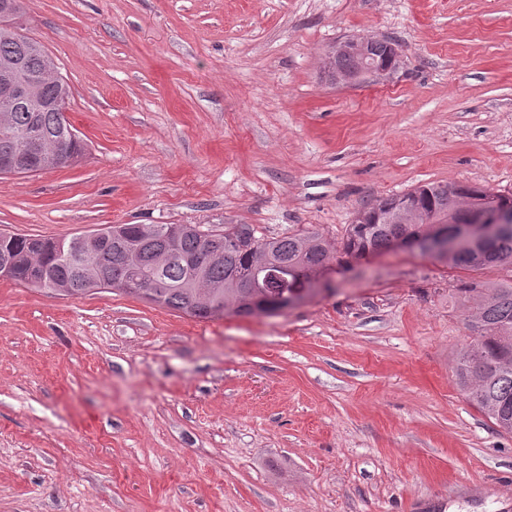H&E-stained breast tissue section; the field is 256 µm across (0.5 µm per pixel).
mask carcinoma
Masks as SVG:
<instances>
[{
	"label": "carcinoma",
	"mask_w": 512,
	"mask_h": 512,
	"mask_svg": "<svg viewBox=\"0 0 512 512\" xmlns=\"http://www.w3.org/2000/svg\"><path fill=\"white\" fill-rule=\"evenodd\" d=\"M23 54L12 31L0 28V64ZM53 58L48 52H34L25 58L27 70L42 76L38 90L52 101L71 94L68 84L58 83L46 69ZM61 131L57 112H28L16 108L7 126L0 125V155L11 152L25 136L38 135L50 147ZM416 205L421 211L418 224H391L380 218L370 224H350L340 242L332 245L321 233L304 230L278 237L256 235L250 224H229L224 232L246 237L244 248H226L224 255L214 257L202 271L188 267L183 260L201 250L206 241L202 226L193 224L176 241L179 256L162 270L169 287L146 297H138L161 306L184 312L198 319H213L224 313L252 316L259 301L241 287L242 278L253 268L270 261L286 262L294 268L288 274V290L300 287L329 269L337 255L361 258L387 252L397 239H404L421 254L429 253L436 242L439 223L448 213L463 218L483 204L487 190L472 184L425 183L415 187ZM112 235L99 255L100 264L110 280L108 290L123 291L121 283L147 276L155 243L145 235L139 238V250L132 253L126 236L139 232L137 224H113L101 228ZM35 237L20 233L0 232V254L8 256L11 267L5 278L24 287H32L31 270L45 269L57 284L66 287L73 297L91 292L83 287L77 262L65 258L69 242L34 250ZM448 264L464 270L486 267L512 268V228L501 231L491 247H471L448 253ZM454 298L466 310V326L471 342L458 357L455 376L460 389L478 410L484 413L503 434L512 435V280L509 282L463 281L454 289Z\"/></svg>",
	"instance_id": "cac0c4a2"
}]
</instances>
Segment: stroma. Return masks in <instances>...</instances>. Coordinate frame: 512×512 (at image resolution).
Here are the masks:
<instances>
[{
  "label": "stroma",
  "mask_w": 512,
  "mask_h": 512,
  "mask_svg": "<svg viewBox=\"0 0 512 512\" xmlns=\"http://www.w3.org/2000/svg\"><path fill=\"white\" fill-rule=\"evenodd\" d=\"M86 143L0 175V231L313 228L426 183L512 193V0H25ZM382 37L392 77L333 85ZM469 272L384 252L273 315L200 320L0 278V512H512V436L467 399ZM387 40L373 37L370 40L346 39L336 43L325 54L326 62L323 68V77L331 84L337 85L354 82L365 75L379 77L393 75L402 65V56L398 45ZM378 46L382 47L383 52L376 54L373 50ZM344 54L353 55L346 56L340 61V68L346 72H342L338 66V60ZM354 56L360 59L357 68V60ZM353 69L355 70L349 72Z\"/></svg>",
  "instance_id": "35a3bbf8"
}]
</instances>
